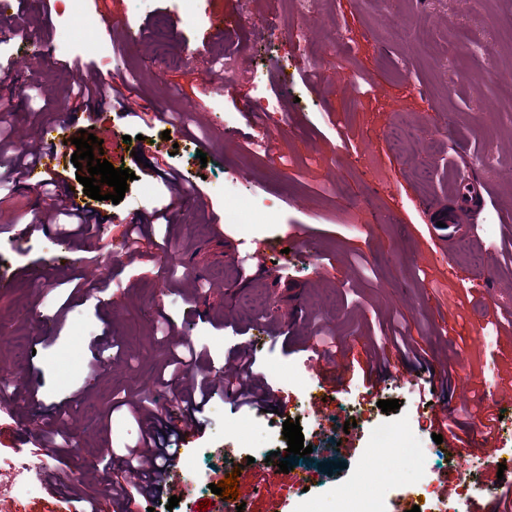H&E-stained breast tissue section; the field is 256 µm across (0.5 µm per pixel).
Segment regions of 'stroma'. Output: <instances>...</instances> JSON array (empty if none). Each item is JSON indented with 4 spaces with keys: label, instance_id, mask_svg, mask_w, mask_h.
<instances>
[{
    "label": "stroma",
    "instance_id": "stroma-1",
    "mask_svg": "<svg viewBox=\"0 0 512 512\" xmlns=\"http://www.w3.org/2000/svg\"><path fill=\"white\" fill-rule=\"evenodd\" d=\"M65 2L13 0L0 14V102L26 90L0 112V140L13 144L0 162L32 163L52 135L86 128L108 160L112 135L126 136L118 166L135 178L119 203L93 201L104 223L89 244L55 228L17 239L13 225L44 221L43 187L0 193V272L14 276L0 290V368L13 399L0 457L42 464L47 476L0 512H75L68 481L97 495L114 456L151 425L127 411V396L147 393L158 409L243 354L279 413L215 391L200 433L166 441L182 487L177 507L163 496L155 512H197L205 500L224 512L210 484L247 457L286 451L288 417L314 447L292 459L304 482L257 470L238 486L251 512H294L304 495L339 512L381 423L425 450L419 462L394 457L388 512H411L422 474L457 487L455 461L432 438L433 408L471 433L489 393L512 389V325L491 315L512 303V0H317L303 25L293 0H191L186 10L150 0L142 11L133 0H76L108 27L64 53ZM223 12L234 31L209 35V17ZM227 51L241 92L219 99L224 76L212 64ZM106 75L97 96L76 97L78 77ZM127 98L131 116L119 106ZM402 122L403 147L391 137ZM175 124L180 134L163 139ZM142 144L153 150L144 164L133 156ZM467 175L487 188L478 222L492 231L435 241L430 208L463 209L456 183ZM159 212L167 223L152 222ZM129 224L145 234L134 259L115 250ZM236 241L258 252L261 269H242ZM396 335L414 377L385 371L369 387L368 357ZM170 336L201 350L196 368L171 371ZM319 340L343 380L316 412L308 400L319 384L296 371ZM442 369L446 380L430 388L422 371ZM392 399L400 409L378 408ZM471 482L476 512L508 486L477 463Z\"/></svg>",
    "mask_w": 512,
    "mask_h": 512
}]
</instances>
